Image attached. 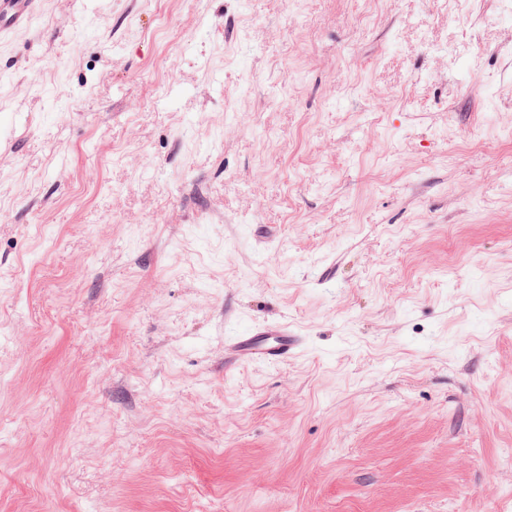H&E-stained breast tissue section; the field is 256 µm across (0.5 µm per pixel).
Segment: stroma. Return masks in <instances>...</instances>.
Wrapping results in <instances>:
<instances>
[{
	"mask_svg": "<svg viewBox=\"0 0 512 512\" xmlns=\"http://www.w3.org/2000/svg\"><path fill=\"white\" fill-rule=\"evenodd\" d=\"M0 512H512V0L0 36ZM299 346V337L288 326L252 327L231 344L236 360L280 362L288 359Z\"/></svg>",
	"mask_w": 512,
	"mask_h": 512,
	"instance_id": "1",
	"label": "stroma"
}]
</instances>
